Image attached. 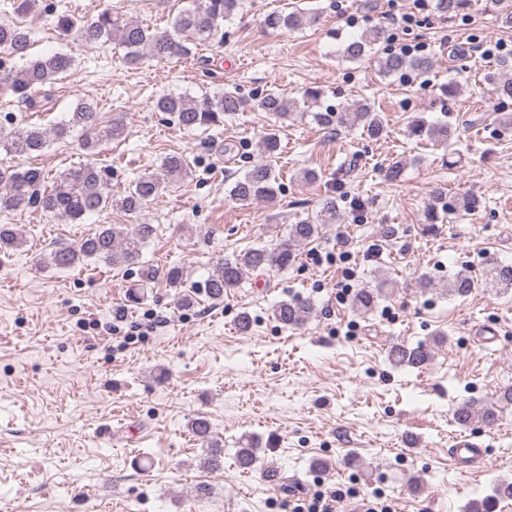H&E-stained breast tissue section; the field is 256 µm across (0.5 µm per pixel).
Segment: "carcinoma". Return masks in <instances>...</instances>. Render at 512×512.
Here are the masks:
<instances>
[{
  "mask_svg": "<svg viewBox=\"0 0 512 512\" xmlns=\"http://www.w3.org/2000/svg\"><path fill=\"white\" fill-rule=\"evenodd\" d=\"M36 0H20L16 13L17 20L0 21V48L11 56L25 60V64L10 70L0 79L7 90L29 109L43 107L52 98V89L73 65V58L63 51L34 57L30 53L31 38L25 16L33 10ZM472 0H435V11L450 18H456L469 9ZM243 7L242 0H190L189 7L182 10L174 19L172 30L160 31L143 25L125 22L112 8L101 11L96 19L78 28L79 36L87 43L100 44L118 37V45L124 49V60L137 64L144 57L159 60L182 58L190 53L189 42H206L217 36L224 22L233 18ZM317 14L292 12L289 14L271 13L264 24L272 29H299L315 21ZM47 21L63 35L75 29L73 20L64 12H50ZM386 31L380 26L368 28L360 37L346 40L341 45L343 59L357 62L373 52L385 41ZM433 67V58L428 55L408 56L386 54L378 58V73L382 78L409 72L414 76L427 74ZM494 85V94L500 100L512 99V78L502 79L495 74L488 76ZM299 102L287 93L270 89L261 96L247 99L232 91L218 94H203L200 97L189 95L163 94L154 103L158 112L173 117L185 131L194 132L220 127L224 118L231 117L250 107L265 112L278 120H286L295 114ZM321 126L337 131L360 129L370 139H378L384 133L382 120L368 103L354 108L339 109L326 106L322 112L313 115ZM81 129L84 138L82 148L90 157L99 153L104 141L113 139L124 130L123 119L115 117L109 125L103 124L101 112L88 100L76 103L68 117L50 128L27 125L6 135L9 152L17 157H34L50 147L53 140L63 139L76 129ZM413 136L424 137L441 143L448 142L451 128L448 123H429L414 119L409 125ZM267 160L252 163L230 186L229 196L241 205H249L258 200H272L281 190L272 158L280 148L275 132H269L263 142ZM191 173L186 158L171 155L160 166V173H144L136 178L125 191L120 205L129 214H134L154 199L165 187L185 180ZM47 176L42 169L30 166L21 169L15 165L0 163V209L16 210L36 208L45 214L64 217L74 224L98 214L112 205V170L95 162L80 164L66 170L55 178L51 186H46ZM470 197L439 196L437 206L428 213L431 220L438 218V212L455 213L474 206ZM340 212L336 198L323 199L316 216L291 224L288 237L273 246L251 248L244 253L220 259L215 270L203 281L200 288L211 300L224 298V293L237 287L245 273L262 274L272 269H285L293 258L292 244H307L320 234L324 224H336ZM155 228L151 224H137L133 231L124 232L111 224H102L90 237L76 245L54 249L45 259L48 267L67 270L89 259L103 261L114 266L139 263L142 250L153 237ZM22 233L12 224L0 225V252L7 253L20 247ZM484 282L493 288L504 291L512 289V264L495 256L486 257L481 268ZM474 287V279L458 273L448 282V293L465 296ZM377 293L367 288L360 289L354 296V305L363 311L374 306ZM274 318L285 326H299L315 315V306L307 300L283 299L273 309ZM431 356L426 344L399 346L390 353L391 360L399 365L420 366ZM192 431L202 444L206 454L201 458L204 468H218L222 462L224 449L212 441L210 424L198 418L191 423Z\"/></svg>",
  "mask_w": 512,
  "mask_h": 512,
  "instance_id": "cac0c4a2",
  "label": "carcinoma"
}]
</instances>
